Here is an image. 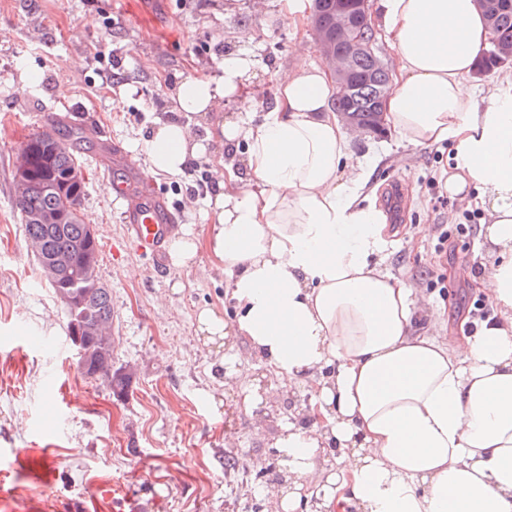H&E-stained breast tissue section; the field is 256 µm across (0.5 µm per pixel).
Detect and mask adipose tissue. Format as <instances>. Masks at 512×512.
Returning a JSON list of instances; mask_svg holds the SVG:
<instances>
[{"mask_svg": "<svg viewBox=\"0 0 512 512\" xmlns=\"http://www.w3.org/2000/svg\"><path fill=\"white\" fill-rule=\"evenodd\" d=\"M373 23L396 61L385 119L414 146L447 144L448 191L472 199L488 256L473 279L495 309L474 332L428 336L417 316L438 312L384 270L391 227L362 196L368 169L351 162L353 133L330 112L337 89L324 67L297 61L278 78L262 121L220 124L246 143L245 175L225 166L208 204L206 236L192 226L169 243L173 266L207 249L229 274L233 323L200 310L206 335L246 337L279 384L314 381L305 427L278 441L279 477L264 490L272 512H512V96H479L469 77L490 32L476 0H378ZM226 53L219 78L188 77L179 111L219 112L254 77L258 60ZM189 123H158L152 171L178 176L205 155ZM339 448L336 471L321 463Z\"/></svg>", "mask_w": 512, "mask_h": 512, "instance_id": "obj_1", "label": "adipose tissue"}]
</instances>
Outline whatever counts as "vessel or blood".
Masks as SVG:
<instances>
[{"mask_svg":"<svg viewBox=\"0 0 512 512\" xmlns=\"http://www.w3.org/2000/svg\"><path fill=\"white\" fill-rule=\"evenodd\" d=\"M112 194L120 206L126 239L143 255L161 262L163 247L176 230L174 220L153 186L137 196L126 184L118 183Z\"/></svg>","mask_w":512,"mask_h":512,"instance_id":"1","label":"vessel or blood"}]
</instances>
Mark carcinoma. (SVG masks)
Returning a JSON list of instances; mask_svg holds the SVG:
<instances>
[{
    "label": "carcinoma",
    "instance_id": "1",
    "mask_svg": "<svg viewBox=\"0 0 512 512\" xmlns=\"http://www.w3.org/2000/svg\"><path fill=\"white\" fill-rule=\"evenodd\" d=\"M487 25L501 48L512 50V0H476ZM313 23L336 39V45L348 55L349 94H337L334 110H346L364 130L382 135L384 102L391 92V73L374 62L360 48L375 34L368 23L355 18L349 38L336 37V0H312ZM87 136L80 128L60 132V127L32 134L31 185L25 193H15V208L24 224L41 277L64 305L69 338L84 358L90 378H104L115 392L130 383L131 374L112 368V298L97 275L99 246L86 231L81 201L87 181H73V168L82 167L78 146ZM63 213L59 224H44L40 218ZM56 255L73 261L72 269L55 275L48 273L46 262Z\"/></svg>",
    "mask_w": 512,
    "mask_h": 512
}]
</instances>
